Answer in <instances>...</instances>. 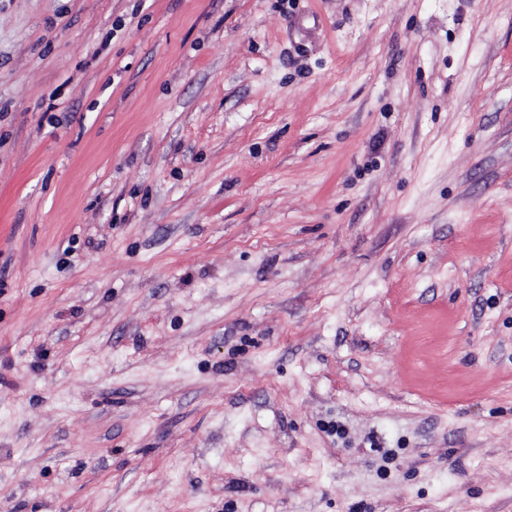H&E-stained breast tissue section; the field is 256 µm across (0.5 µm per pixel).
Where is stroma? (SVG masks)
Segmentation results:
<instances>
[{"instance_id":"1","label":"stroma","mask_w":512,"mask_h":512,"mask_svg":"<svg viewBox=\"0 0 512 512\" xmlns=\"http://www.w3.org/2000/svg\"><path fill=\"white\" fill-rule=\"evenodd\" d=\"M0 512H512V0H0Z\"/></svg>"}]
</instances>
